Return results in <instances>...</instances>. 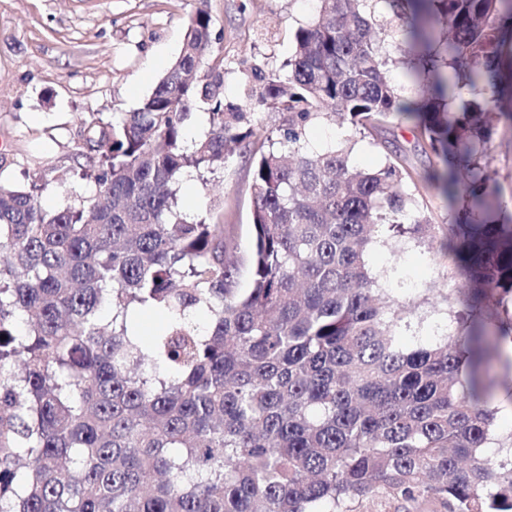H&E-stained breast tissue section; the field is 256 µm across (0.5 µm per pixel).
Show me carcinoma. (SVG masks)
Wrapping results in <instances>:
<instances>
[{
	"label": "carcinoma",
	"instance_id": "cac0c4a2",
	"mask_svg": "<svg viewBox=\"0 0 512 512\" xmlns=\"http://www.w3.org/2000/svg\"><path fill=\"white\" fill-rule=\"evenodd\" d=\"M294 40L228 105L199 0L153 91L87 140L92 195L51 211L37 186L0 183V512H355L378 494L512 512V459L487 456L494 390L512 392L493 373L512 339V215L491 157L512 131V0H318ZM200 103L210 128L189 146ZM266 111L283 149L252 158L242 261L224 225L181 216L177 191L185 170L272 141ZM336 115L361 135L402 116L434 161L365 170L351 139L308 152V127ZM439 235L469 284L438 290L456 328L400 349L407 303L374 287L365 253ZM153 308L167 323L146 343L130 320Z\"/></svg>",
	"mask_w": 512,
	"mask_h": 512
}]
</instances>
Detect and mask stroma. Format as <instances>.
<instances>
[{
  "label": "stroma",
  "mask_w": 512,
  "mask_h": 512,
  "mask_svg": "<svg viewBox=\"0 0 512 512\" xmlns=\"http://www.w3.org/2000/svg\"><path fill=\"white\" fill-rule=\"evenodd\" d=\"M198 0H0V182L40 186L47 209L59 210L90 195L92 184L74 178L85 140L97 120L131 111L180 54ZM213 35L224 57V100L243 101L254 69L279 68L294 49L293 33L310 22L308 0H208ZM407 164L424 170L429 158L405 120L381 134L358 138L354 162L384 164V142ZM252 167L244 148L215 173H186L178 208L190 221L214 217L241 247L250 245ZM223 208H215L216 197ZM365 260L377 287L417 300L399 322L397 342L412 349L448 334V308L434 294L463 288L440 253L424 259L414 242L374 245Z\"/></svg>",
  "instance_id": "35a3bbf8"
}]
</instances>
